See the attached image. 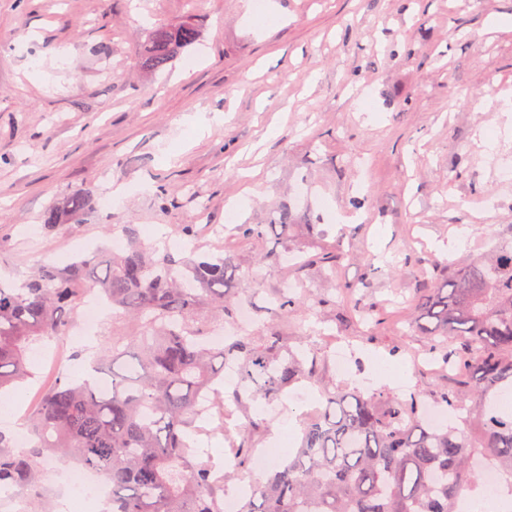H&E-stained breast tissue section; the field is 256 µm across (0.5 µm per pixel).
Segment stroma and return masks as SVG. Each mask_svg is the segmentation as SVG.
Segmentation results:
<instances>
[{"label":"stroma","instance_id":"obj_1","mask_svg":"<svg viewBox=\"0 0 512 512\" xmlns=\"http://www.w3.org/2000/svg\"><path fill=\"white\" fill-rule=\"evenodd\" d=\"M253 2L0 0V277L112 253L107 224L140 236L158 227L154 243L176 252L190 224L200 250L233 256L252 335L312 358L313 391L357 383L432 397L447 378L422 368L424 342L410 330L424 281L447 277L454 240L479 255L512 228V134L500 118L512 93V0H266L261 19ZM189 17L201 42L144 74L146 29ZM497 17L503 25L489 26ZM190 113L208 118L204 131L184 125ZM116 183L127 193L115 201ZM163 183L172 192L159 203ZM78 188L94 191L95 209L44 229V210ZM299 189L324 227L294 229L292 244L303 257L342 245L335 278L296 273L225 227L228 207L262 224ZM289 282L316 317L271 315ZM322 331L350 345L349 376L337 377ZM385 358L392 373L373 379ZM297 394L288 389L282 409L237 404L234 423L258 422L253 445L271 448L280 427L303 429ZM271 450L270 464L288 457Z\"/></svg>","mask_w":512,"mask_h":512}]
</instances>
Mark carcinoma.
Returning <instances> with one entry per match:
<instances>
[{"instance_id":"carcinoma-1","label":"carcinoma","mask_w":512,"mask_h":512,"mask_svg":"<svg viewBox=\"0 0 512 512\" xmlns=\"http://www.w3.org/2000/svg\"><path fill=\"white\" fill-rule=\"evenodd\" d=\"M195 20L156 25L146 33L141 66L155 73L200 41ZM95 207L85 188L66 194L42 216L44 228L76 223ZM305 223L307 209L287 201L266 224H239L237 236L281 240ZM127 248L109 256H78L65 267L42 265L27 279L0 280V393L33 376L29 354L45 339H61L91 289L123 312L130 333H104L90 358L109 389L65 373L29 411L35 435L17 448L0 432V485L36 488L42 458L71 456L112 484V512H224V478L198 461L191 431L201 397L224 386V366L237 367L235 401L283 403L294 382L315 381L305 354L266 336H238L216 348L206 339L224 321L238 280L228 255L194 258L159 252L120 225ZM343 253L323 252L298 263L333 273ZM305 301L286 291L275 314ZM412 333L454 372L435 398L463 428L433 427L422 399L391 398L352 389L323 392L324 408L304 424L288 461L252 485L240 512H463L467 494L482 487L476 459L494 463L512 495V413L499 407L512 394V230L492 250L448 271L421 296Z\"/></svg>"}]
</instances>
